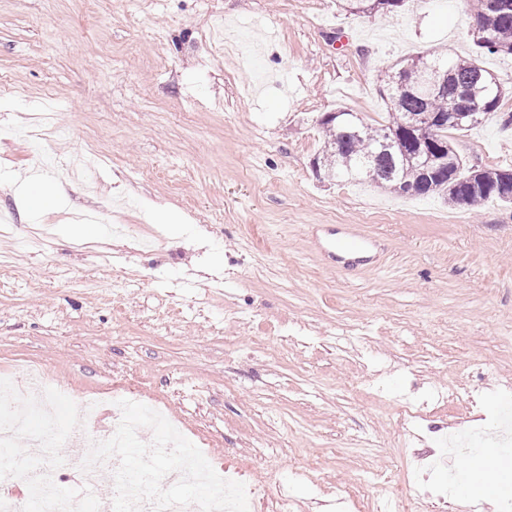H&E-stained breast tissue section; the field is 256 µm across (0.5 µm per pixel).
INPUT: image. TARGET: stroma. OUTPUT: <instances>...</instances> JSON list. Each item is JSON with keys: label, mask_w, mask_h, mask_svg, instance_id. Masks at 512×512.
I'll use <instances>...</instances> for the list:
<instances>
[{"label": "stroma", "mask_w": 512, "mask_h": 512, "mask_svg": "<svg viewBox=\"0 0 512 512\" xmlns=\"http://www.w3.org/2000/svg\"><path fill=\"white\" fill-rule=\"evenodd\" d=\"M466 0L390 19L341 0H0V373L68 398L132 388L288 512H454L446 433L512 469V206L321 182L324 113L385 122L382 78L478 55ZM512 99L454 134L512 167ZM97 154V187L55 155ZM153 179L143 180L145 169ZM54 190L29 209L24 176ZM316 224H358L373 264L327 267Z\"/></svg>", "instance_id": "1"}]
</instances>
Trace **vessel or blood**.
Listing matches in <instances>:
<instances>
[{"label":"vessel or blood","instance_id":"1","mask_svg":"<svg viewBox=\"0 0 512 512\" xmlns=\"http://www.w3.org/2000/svg\"><path fill=\"white\" fill-rule=\"evenodd\" d=\"M311 243L331 264L351 267L373 263L377 244L353 224H324L314 227Z\"/></svg>","mask_w":512,"mask_h":512}]
</instances>
